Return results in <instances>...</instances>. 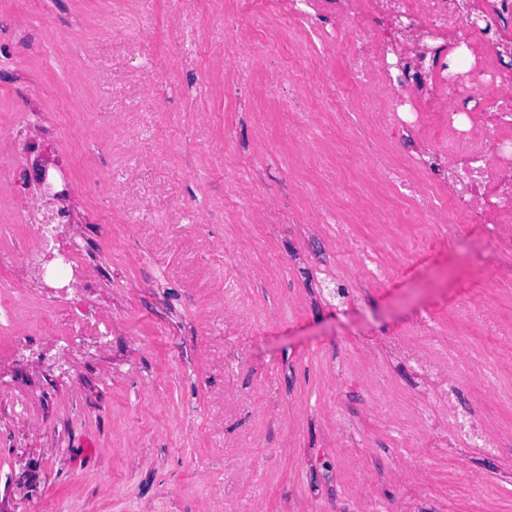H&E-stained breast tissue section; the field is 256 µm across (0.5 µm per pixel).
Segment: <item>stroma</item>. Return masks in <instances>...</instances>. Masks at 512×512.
Instances as JSON below:
<instances>
[{"mask_svg":"<svg viewBox=\"0 0 512 512\" xmlns=\"http://www.w3.org/2000/svg\"><path fill=\"white\" fill-rule=\"evenodd\" d=\"M54 48L0 68V121L13 95L49 90L30 162L81 158L69 188L83 203L89 169L133 185L128 210L94 198L112 222L69 226L84 247L98 307L119 331L98 354L42 363L37 310L21 316L25 355L0 363V505L6 512H402L418 476L424 512H512V363L501 343L442 314L429 352L470 364L478 381L462 404L487 420L493 452L426 445L408 417L412 375L365 358L363 333L408 326L430 302L466 298L490 273L467 238L433 247L437 224H254L258 199L300 207L323 179L294 154L321 139L338 172L358 173L334 117H290L289 82L267 72L278 107L255 129L246 84L232 65L204 84L208 53L224 45L216 0H41ZM98 24L73 37L82 17ZM131 22L140 37L117 34ZM171 84L154 82L159 67ZM90 92L113 140H55L58 102ZM258 164L183 165L215 148ZM402 268L386 276L394 254Z\"/></svg>","mask_w":512,"mask_h":512,"instance_id":"35a3bbf8","label":"stroma"}]
</instances>
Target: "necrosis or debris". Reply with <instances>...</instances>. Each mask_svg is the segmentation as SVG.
Returning a JSON list of instances; mask_svg holds the SVG:
<instances>
[{
    "label": "necrosis or debris",
    "instance_id": "1",
    "mask_svg": "<svg viewBox=\"0 0 512 512\" xmlns=\"http://www.w3.org/2000/svg\"><path fill=\"white\" fill-rule=\"evenodd\" d=\"M387 13L374 14L372 0H223L230 49L243 45L249 15L264 20L263 41L291 48L289 69L305 73L292 83L298 111L318 118L332 112L344 123L353 109L329 69V52L345 51L361 107L376 119L385 139L399 145L395 160L366 152L361 161L372 171L408 164L424 184L423 208L395 211L370 185L347 194L340 224H465L486 238V264L502 283L512 282V0H491L474 17L462 0H388ZM423 26L426 46L410 49L403 31ZM270 60L261 49L243 56L240 67L251 83L253 125H262L265 86L261 73ZM485 95H477V88ZM491 121H483L485 111ZM39 118L26 102L0 122V334L8 335L24 307L51 316L48 349L77 339L101 341L112 319L90 300V282L81 247L59 236L46 222L44 198L57 195L73 179L71 166L22 165L27 133ZM436 315L422 316L404 333L380 342L403 366L420 373L432 390L442 421L448 422L439 447L469 446L484 437V423L459 400L471 372L449 375L446 361L426 356L416 339L431 335Z\"/></svg>",
    "mask_w": 512,
    "mask_h": 512
}]
</instances>
